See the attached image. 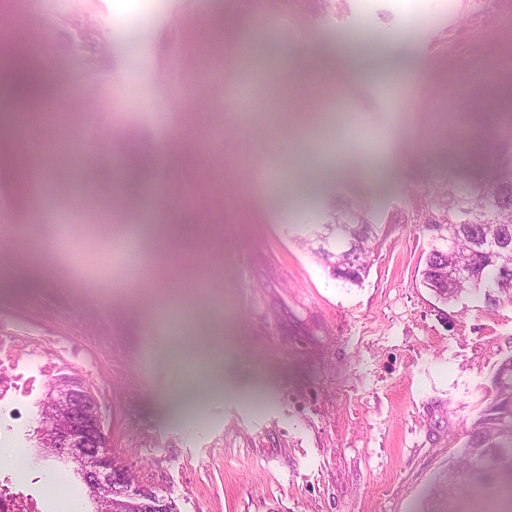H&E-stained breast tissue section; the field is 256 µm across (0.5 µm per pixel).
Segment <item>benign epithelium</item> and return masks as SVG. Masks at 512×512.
Listing matches in <instances>:
<instances>
[{
	"mask_svg": "<svg viewBox=\"0 0 512 512\" xmlns=\"http://www.w3.org/2000/svg\"><path fill=\"white\" fill-rule=\"evenodd\" d=\"M39 443L78 466L84 482L110 512H167L156 485L133 476L108 448L101 406L89 386L77 377L48 389L39 427Z\"/></svg>",
	"mask_w": 512,
	"mask_h": 512,
	"instance_id": "obj_1",
	"label": "benign epithelium"
}]
</instances>
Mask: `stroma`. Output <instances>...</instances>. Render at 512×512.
<instances>
[{
    "label": "stroma",
    "mask_w": 512,
    "mask_h": 512,
    "mask_svg": "<svg viewBox=\"0 0 512 512\" xmlns=\"http://www.w3.org/2000/svg\"><path fill=\"white\" fill-rule=\"evenodd\" d=\"M150 5L0 0V52L39 69L56 103L42 151L65 172L83 158L79 177L96 184L79 196L66 175L0 160V312L47 336L95 337L103 357L74 373L100 402L116 458L178 512H448L431 488L512 356V305L436 299L421 279L429 238L403 218L446 176L486 177L495 116L512 110V0H288L275 20L257 0H162L140 51L113 43ZM409 14L421 25L384 58L379 38ZM317 32L351 39L367 78L337 84ZM462 71L469 89L498 74L506 99L449 92ZM144 73L151 83L137 87ZM405 79L418 88L411 104ZM375 131L402 141L395 167ZM169 134L172 200L202 180L215 190L184 212L203 254L169 259L160 281L141 268L144 228L161 215L116 200L107 162L129 137L155 158ZM369 143L372 177L322 176L328 147L359 155ZM303 187L311 203L289 207ZM357 202L375 212L379 247L350 287L305 240ZM88 209L98 226L83 224ZM212 345L237 392L206 393L193 364ZM43 400L30 397L18 445L37 475L64 474L88 512L73 465L40 454Z\"/></svg>",
    "instance_id": "35a3bbf8"
}]
</instances>
